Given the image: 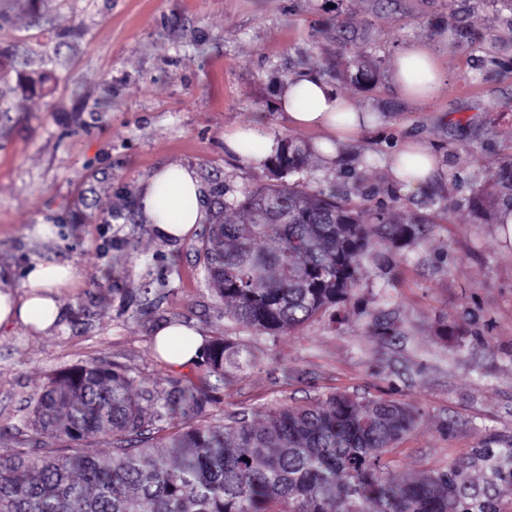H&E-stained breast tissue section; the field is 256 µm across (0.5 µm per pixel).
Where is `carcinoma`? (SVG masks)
<instances>
[{
    "label": "carcinoma",
    "mask_w": 512,
    "mask_h": 512,
    "mask_svg": "<svg viewBox=\"0 0 512 512\" xmlns=\"http://www.w3.org/2000/svg\"><path fill=\"white\" fill-rule=\"evenodd\" d=\"M273 184L238 196L213 188L201 241L204 270L224 309L239 324L269 336L297 330L347 302L365 260L392 286L379 250L420 244L425 222L401 217L379 189L360 191L307 180L311 147L280 139ZM386 199H381V196ZM276 235L269 249L263 242ZM200 366L226 385L255 362L250 346L227 336L206 342ZM205 394L189 386L156 391L140 403L135 379L106 360H91L50 380L29 420L39 438L103 440L101 463L90 452L33 456L17 448L0 464V512H486L467 467L397 481L383 456L417 422L391 400L334 394L302 408H275L261 426L236 415L196 424ZM185 418L178 432L136 439L144 425Z\"/></svg>",
    "instance_id": "cac0c4a2"
}]
</instances>
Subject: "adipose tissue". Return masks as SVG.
Masks as SVG:
<instances>
[{"label":"adipose tissue","instance_id":"ef3b65f1","mask_svg":"<svg viewBox=\"0 0 512 512\" xmlns=\"http://www.w3.org/2000/svg\"><path fill=\"white\" fill-rule=\"evenodd\" d=\"M395 80L405 97L424 101L435 94L444 74L430 49L409 45L399 53ZM278 108L294 127L321 129L338 140L372 122L368 114L351 106L335 84L307 70L286 82L279 93ZM249 143L261 144V152L246 151ZM224 144L255 167L266 163L279 146L259 122L225 134ZM391 168L403 188L415 190L434 177L439 161L430 148L409 142L392 157ZM201 195L195 170L169 166L158 170L145 184L139 206L144 220L153 224L159 236L182 241L190 238L206 218ZM78 277L72 265L34 261L25 268L20 288L0 283V331L20 325L38 333L55 328L63 315L58 295ZM153 344L171 366L182 368L197 361L205 341L196 328L173 321L156 331Z\"/></svg>","mask_w":512,"mask_h":512}]
</instances>
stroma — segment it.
Listing matches in <instances>:
<instances>
[{"mask_svg": "<svg viewBox=\"0 0 512 512\" xmlns=\"http://www.w3.org/2000/svg\"><path fill=\"white\" fill-rule=\"evenodd\" d=\"M0 63L58 56L48 89L16 94L0 122V269L33 260L82 274L62 291L60 326L0 334V459L42 454L25 422L48 380L96 359L124 366L137 387L172 392L196 375L151 345L159 324L181 321L256 351L232 385L217 384L211 415L302 407L336 393L413 407L417 425L384 460L402 480L468 465L488 512H512V465L486 457L512 446V243L498 234L512 207L498 185L512 167V0H0ZM334 24L337 57L380 63L372 82L336 84L373 126L338 143L290 126L276 91L299 68L329 59L318 44ZM428 47L446 80L425 102L394 84L397 55ZM262 122L315 149L309 179H347L361 157L368 187H396L391 155L408 140L441 167L424 188L398 189V212L433 228L395 256L398 282L382 289L373 265L350 301L276 337L245 330L207 286L200 235L161 239L139 191L158 168L192 167L202 187L235 191L271 181L229 153L224 135ZM46 224L50 235L33 234ZM377 317L398 334L371 335Z\"/></svg>", "mask_w": 512, "mask_h": 512, "instance_id": "1", "label": "stroma"}]
</instances>
